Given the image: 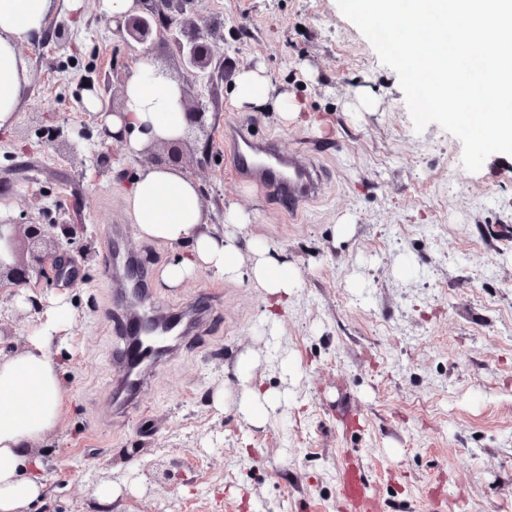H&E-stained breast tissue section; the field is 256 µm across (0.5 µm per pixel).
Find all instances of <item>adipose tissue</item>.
I'll list each match as a JSON object with an SVG mask.
<instances>
[{
    "label": "adipose tissue",
    "instance_id": "ef3b65f1",
    "mask_svg": "<svg viewBox=\"0 0 512 512\" xmlns=\"http://www.w3.org/2000/svg\"><path fill=\"white\" fill-rule=\"evenodd\" d=\"M82 0H0V131H9L30 89L31 62L23 44L45 32L60 12H77ZM124 108L101 109L98 97L87 93L85 105L100 114L104 127L131 155L151 145L182 138L187 119L180 103V84L169 73L141 56L123 80ZM141 238L175 247L179 255L161 273L164 283L177 287L208 272L235 279L249 268L252 280L267 294L287 298L298 281L287 261L273 258L256 240L239 247L233 234L249 224L245 211L229 207L224 228L209 224L197 183L167 165L140 169L125 197ZM251 266H244V253ZM71 324L66 307L50 310L25 349L0 355V512H25L44 487L28 474L33 445L52 431L64 412L66 392L52 347L56 334Z\"/></svg>",
    "mask_w": 512,
    "mask_h": 512
}]
</instances>
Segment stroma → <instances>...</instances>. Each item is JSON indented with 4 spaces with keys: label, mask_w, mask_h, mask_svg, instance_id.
<instances>
[{
    "label": "stroma",
    "mask_w": 512,
    "mask_h": 512,
    "mask_svg": "<svg viewBox=\"0 0 512 512\" xmlns=\"http://www.w3.org/2000/svg\"><path fill=\"white\" fill-rule=\"evenodd\" d=\"M228 71L263 69L275 103L234 105L227 80L189 91L206 107L178 167L194 179L211 223L236 205L251 216L242 238L264 242L297 279L276 320L249 276L200 274L180 287L159 278L174 247L141 239L125 206L137 157L106 140L84 105L105 74L137 55L83 0L69 33L24 44L30 94L0 134V207L41 220L65 212L83 224L82 257L19 307L0 293V351L22 349L55 304L73 320L56 345L66 388L59 424L37 442L44 484L31 512H99L96 491L115 486L112 512H346L336 475L359 464L380 512H512V156L475 173L462 143L438 124L415 132L397 73L341 13L337 0H188ZM306 150L328 177L291 214L239 176L228 124ZM111 163L95 170L92 155ZM129 226L134 259L162 309L218 292L204 338L163 366L124 415L110 396L118 344L114 303L125 280L102 276L110 229ZM252 356L255 381L277 401L264 426L238 412L235 373Z\"/></svg>",
    "instance_id": "obj_1"
}]
</instances>
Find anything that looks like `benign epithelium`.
Instances as JSON below:
<instances>
[{
	"label": "benign epithelium",
	"mask_w": 512,
	"mask_h": 512,
	"mask_svg": "<svg viewBox=\"0 0 512 512\" xmlns=\"http://www.w3.org/2000/svg\"><path fill=\"white\" fill-rule=\"evenodd\" d=\"M174 5V0H156L152 7L141 8L124 15L118 31L126 40L145 47L153 38L164 39L179 57L182 66V105L189 124L205 127L202 104L191 102L188 89L216 72H224V58L217 57L209 42V33L193 19H185L176 26L163 30L160 18L164 9ZM71 227L67 220H52L50 224L0 219V288L11 289L16 296L23 288L33 287V282L61 273V261L67 257L73 241L62 243L51 236L54 228Z\"/></svg>",
	"instance_id": "benign-epithelium-1"
}]
</instances>
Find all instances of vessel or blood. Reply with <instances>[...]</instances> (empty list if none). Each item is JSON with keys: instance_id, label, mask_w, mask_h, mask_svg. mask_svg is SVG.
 Returning <instances> with one entry per match:
<instances>
[{"instance_id": "obj_1", "label": "vessel or blood", "mask_w": 512, "mask_h": 512, "mask_svg": "<svg viewBox=\"0 0 512 512\" xmlns=\"http://www.w3.org/2000/svg\"><path fill=\"white\" fill-rule=\"evenodd\" d=\"M230 142L239 174L260 183L284 209L295 211L318 195L326 170L311 164L301 155H282L273 139H257L239 131L232 135ZM138 323V316L124 318L121 332L126 343L112 377L114 404L123 412L132 406L147 384L142 373L143 365H156L177 356L179 349L170 345V337L181 333L187 339H197L204 330L206 318L204 311L196 309L182 326L166 319L158 320V343L153 347L138 335ZM371 488L369 479L360 469L347 467L338 476L339 494L351 512H372L375 501Z\"/></svg>"}]
</instances>
